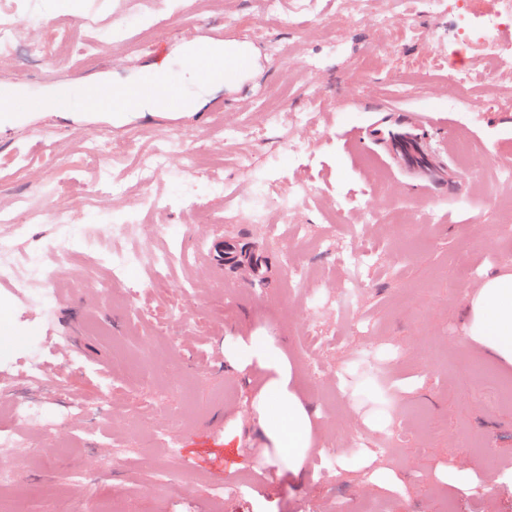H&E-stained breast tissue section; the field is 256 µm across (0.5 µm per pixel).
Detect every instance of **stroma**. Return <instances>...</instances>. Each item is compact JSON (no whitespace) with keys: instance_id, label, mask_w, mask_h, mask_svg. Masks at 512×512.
Here are the masks:
<instances>
[{"instance_id":"35a3bbf8","label":"stroma","mask_w":512,"mask_h":512,"mask_svg":"<svg viewBox=\"0 0 512 512\" xmlns=\"http://www.w3.org/2000/svg\"><path fill=\"white\" fill-rule=\"evenodd\" d=\"M52 16L78 22L75 54L52 68L28 55L41 27L28 7L14 17L15 46L0 51V95L31 101L24 118L0 129V211L24 204L18 238L29 250L57 226L92 228L121 216L139 188L132 167L158 138L179 134L205 145L196 168L155 185L143 216L154 235L132 230L126 247L195 254L193 267L172 264L155 288L145 266L123 273L107 293L105 253L75 242L74 264L53 278L62 294L46 319L0 283L13 335H0V381L11 382L30 349L41 350L62 377L67 412L54 393L44 409L57 429L36 431L28 453L0 459L15 474L8 493L26 496L30 512H95L122 494L136 512H512V367L485 357L463 332L466 292L512 255V29L501 52L460 56L458 21L430 0H281L284 22L263 23L264 0H205L181 11L175 0H46ZM128 23L129 45L106 35L110 18ZM234 40L254 65L233 87L203 82L184 68L191 44ZM463 59L473 78L449 82ZM150 72L175 78L197 106L191 118L123 117L90 112V85H131ZM472 100L469 119L456 103ZM275 126L252 123L264 101ZM306 113L305 126L295 124ZM392 112L427 113L428 146L447 172L444 183L415 179L365 136ZM239 128L237 138L224 130ZM127 140L129 151L100 174L86 158L88 135ZM309 144L289 154L288 139ZM465 157H458V145ZM254 157L281 188L301 181L308 195L289 217L262 221L235 210L234 196L253 179L240 164ZM224 195L209 197L210 177ZM86 184L90 195L71 192ZM355 238L357 257L343 261L321 241L334 225ZM234 239L267 260L263 281L244 266L216 270L204 260L214 238ZM309 276L289 282L285 249ZM140 284L138 304L125 285ZM328 308L312 318L311 301ZM319 345L307 347L305 328ZM275 343L314 424L315 448L292 471L254 420L266 373L239 362L240 343ZM74 354L80 367L66 364ZM112 379L111 397L99 389ZM375 453L354 451L356 440Z\"/></svg>"}]
</instances>
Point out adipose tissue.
<instances>
[{
  "instance_id": "obj_1",
  "label": "adipose tissue",
  "mask_w": 512,
  "mask_h": 512,
  "mask_svg": "<svg viewBox=\"0 0 512 512\" xmlns=\"http://www.w3.org/2000/svg\"><path fill=\"white\" fill-rule=\"evenodd\" d=\"M210 53L227 61V68L207 72L195 65L191 68L195 76L230 83L251 66L249 53L233 41L211 48ZM464 305L467 336L489 357L512 366V270L504 268L485 275L475 290L466 293ZM236 357L246 362L257 361L265 370L267 382L254 406L255 416L270 447L287 459L289 467L300 470L312 446L313 424L299 393L291 385L290 372L276 352L259 354L246 343L239 346Z\"/></svg>"
}]
</instances>
